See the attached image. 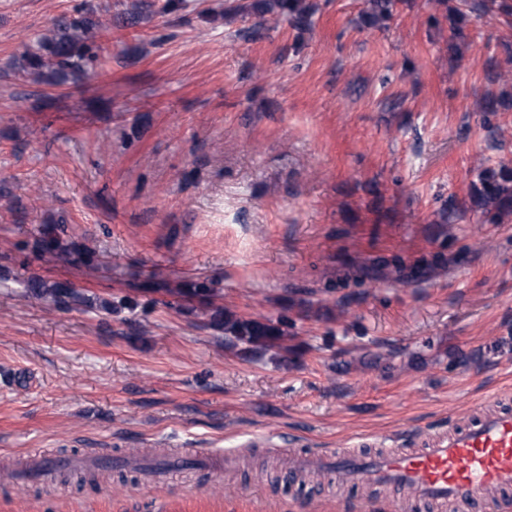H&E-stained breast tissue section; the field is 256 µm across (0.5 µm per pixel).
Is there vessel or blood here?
<instances>
[{
    "label": "vessel or blood",
    "mask_w": 512,
    "mask_h": 512,
    "mask_svg": "<svg viewBox=\"0 0 512 512\" xmlns=\"http://www.w3.org/2000/svg\"><path fill=\"white\" fill-rule=\"evenodd\" d=\"M298 465L330 471L342 485L400 489L409 505L431 502L451 512H475L492 493L512 492V393L493 395L469 423L449 425L444 436H423L418 448H388L370 457L324 448Z\"/></svg>",
    "instance_id": "obj_1"
}]
</instances>
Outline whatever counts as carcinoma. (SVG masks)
Instances as JSON below:
<instances>
[{
  "instance_id": "cac0c4a2",
  "label": "carcinoma",
  "mask_w": 512,
  "mask_h": 512,
  "mask_svg": "<svg viewBox=\"0 0 512 512\" xmlns=\"http://www.w3.org/2000/svg\"><path fill=\"white\" fill-rule=\"evenodd\" d=\"M393 6L394 0H367L369 22L375 25L389 19ZM275 7L289 24L298 28L310 25V8L303 0H257L245 9L265 13ZM103 29L105 24L92 8H85L76 16H61L53 20L47 33L21 43L9 67L17 75L29 76L35 82L48 85L78 82L98 60L100 46L96 44V37ZM481 184L479 197L484 206L492 207L499 217L512 214V167L508 162L500 161L496 172L491 169L484 171ZM36 245L48 252L69 249L53 225L40 229ZM26 288L27 293L48 305L68 307L90 303L89 298L65 282L34 279L27 283ZM212 319L224 325V331L232 338L256 348L272 347L284 336V331L276 325L258 320H239L224 308L217 309Z\"/></svg>"
}]
</instances>
